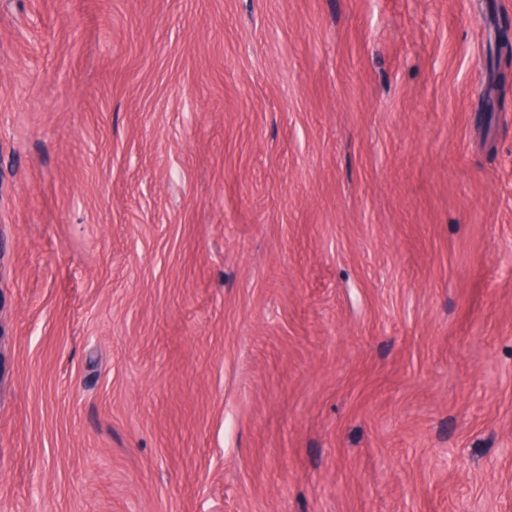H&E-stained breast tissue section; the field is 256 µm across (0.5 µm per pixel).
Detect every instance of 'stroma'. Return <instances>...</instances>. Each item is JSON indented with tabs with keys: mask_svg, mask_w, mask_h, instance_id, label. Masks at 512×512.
I'll return each instance as SVG.
<instances>
[{
	"mask_svg": "<svg viewBox=\"0 0 512 512\" xmlns=\"http://www.w3.org/2000/svg\"><path fill=\"white\" fill-rule=\"evenodd\" d=\"M505 36L0 0V512H512Z\"/></svg>",
	"mask_w": 512,
	"mask_h": 512,
	"instance_id": "obj_1",
	"label": "stroma"
}]
</instances>
